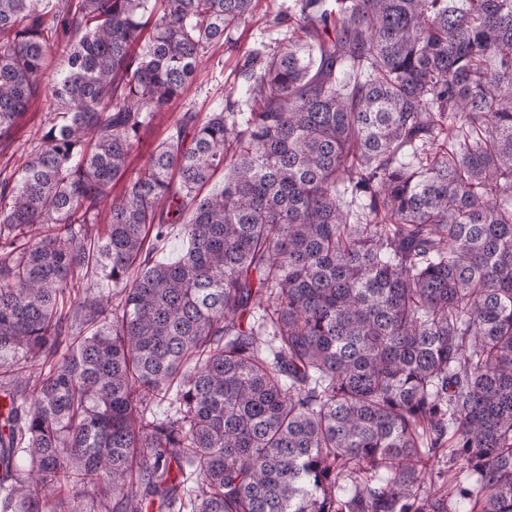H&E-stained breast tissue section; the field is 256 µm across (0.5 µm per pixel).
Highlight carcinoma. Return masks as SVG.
Returning a JSON list of instances; mask_svg holds the SVG:
<instances>
[{
    "instance_id": "carcinoma-1",
    "label": "carcinoma",
    "mask_w": 512,
    "mask_h": 512,
    "mask_svg": "<svg viewBox=\"0 0 512 512\" xmlns=\"http://www.w3.org/2000/svg\"><path fill=\"white\" fill-rule=\"evenodd\" d=\"M252 2L0 0V512H512V0H299L129 174ZM43 105L33 107L21 119L20 126L14 139L8 145H0V178L3 176H18V170L23 165L33 146L36 144L35 133L42 117ZM180 225L181 224H174V226H172V231L165 240L159 253L162 258L174 261L186 250L187 241Z\"/></svg>"
}]
</instances>
